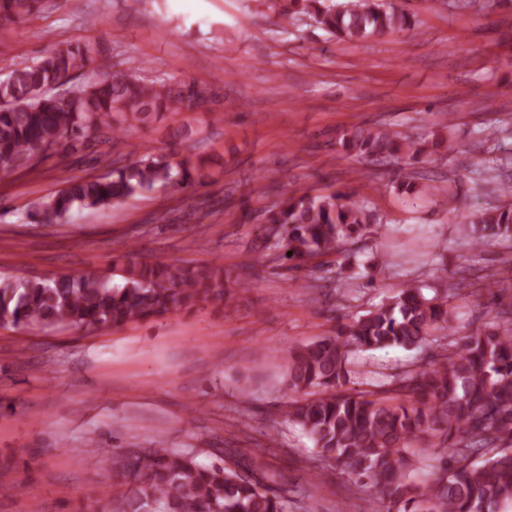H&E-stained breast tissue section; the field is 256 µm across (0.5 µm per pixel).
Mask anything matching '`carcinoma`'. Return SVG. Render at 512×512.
<instances>
[{
    "label": "carcinoma",
    "mask_w": 512,
    "mask_h": 512,
    "mask_svg": "<svg viewBox=\"0 0 512 512\" xmlns=\"http://www.w3.org/2000/svg\"><path fill=\"white\" fill-rule=\"evenodd\" d=\"M38 0H0V18L30 12ZM304 13L334 38L359 42L399 33L409 13L392 0H289L284 14ZM106 69L100 50L66 43L18 62L0 78V175L50 151H77L105 129L126 131L164 112H190L212 97L192 81H149L114 73L57 86L76 71ZM342 152L360 160L415 159L426 148L402 132L356 126L342 134ZM192 145L146 154L105 176H74L33 205L34 224L60 223L77 207L97 209L156 188L188 189L198 180ZM372 214L347 192L316 196L296 190L264 211L260 231L287 261H311L368 232ZM461 231L476 248L512 241V204L479 208ZM107 276L0 277V326L123 327L200 301L227 303L221 265L112 262ZM463 278L453 288L411 281L389 301L339 324L336 333L288 350L284 404L288 419L312 440L316 454L369 484L386 512H512V328L493 327L460 338L450 300L472 292ZM428 350L422 363L374 390H348L359 352ZM443 461L426 484L411 480L418 447ZM91 452L117 485L127 488L116 512H288V501L265 482L243 448L223 450L222 464L204 466L187 452L156 448L148 456Z\"/></svg>",
    "instance_id": "cac0c4a2"
}]
</instances>
